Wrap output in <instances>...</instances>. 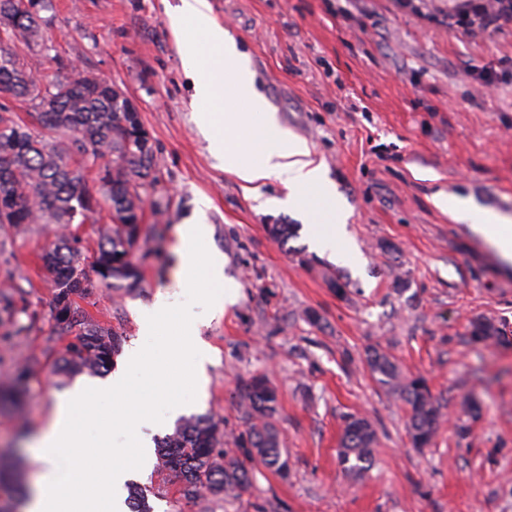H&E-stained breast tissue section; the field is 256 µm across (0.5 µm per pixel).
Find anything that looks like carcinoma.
I'll list each match as a JSON object with an SVG mask.
<instances>
[{"instance_id":"carcinoma-1","label":"carcinoma","mask_w":512,"mask_h":512,"mask_svg":"<svg viewBox=\"0 0 512 512\" xmlns=\"http://www.w3.org/2000/svg\"><path fill=\"white\" fill-rule=\"evenodd\" d=\"M29 2L30 8L23 9L20 0H0V92L25 102L30 117L26 122L0 107V224L22 232L28 224L67 227L77 218L83 223L103 211L110 214L112 223L100 231L93 256L85 255L79 236L70 232L42 255L56 287L51 315L61 330L76 336L53 364V372L97 374L110 367L121 338L89 316L78 315L74 297L92 287L88 265L105 286L139 284L142 273L134 252L144 243V207L147 190L157 180L156 156L140 145L137 127L127 116L125 93L101 90L104 80L90 73L41 83L30 76L19 52L3 47L6 41L30 49L43 45L41 13L51 0ZM265 230L284 245L296 227L268 224ZM469 335L480 343L497 338L499 330L479 317L471 321ZM366 366L381 388L407 406L413 447H429L443 413L426 380L406 375L398 360L380 347L368 350ZM239 397L249 419V454L268 467L285 469L274 423L276 388L266 376L253 375L242 382ZM223 438V429L212 418L182 420L158 445L159 471L179 480L187 498L204 491L214 496L248 492L249 472L237 457L220 453ZM376 443L370 420L353 413L343 418L339 461L347 478L359 479L369 471ZM127 504L130 512H151L147 490L133 484Z\"/></svg>"}]
</instances>
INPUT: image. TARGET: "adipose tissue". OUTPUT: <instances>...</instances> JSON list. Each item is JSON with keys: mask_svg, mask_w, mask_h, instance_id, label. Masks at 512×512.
Here are the masks:
<instances>
[{"mask_svg": "<svg viewBox=\"0 0 512 512\" xmlns=\"http://www.w3.org/2000/svg\"><path fill=\"white\" fill-rule=\"evenodd\" d=\"M168 20L182 49L183 72L191 81L195 122L213 156L254 199H261L260 189L267 182H278L283 189L278 205L304 215L315 249L356 261L323 160L283 124L258 85L248 53L215 21L208 0H181ZM225 66L231 70L227 81L220 77ZM438 203L456 223L470 225L503 258L512 260L511 217L480 212L469 199L454 195ZM107 391L117 405L113 423L128 425L131 438L132 451L117 467L100 445L84 441L78 428L80 407ZM154 421L150 405L132 393L125 373L104 384L77 382L58 397L40 434L37 445L44 467L25 512H122L125 482L151 467L152 449L143 429ZM70 454L91 458V466L63 474L47 462L49 456Z\"/></svg>", "mask_w": 512, "mask_h": 512, "instance_id": "adipose-tissue-1", "label": "adipose tissue"}]
</instances>
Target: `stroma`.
I'll return each instance as SVG.
<instances>
[{
    "label": "stroma",
    "mask_w": 512,
    "mask_h": 512,
    "mask_svg": "<svg viewBox=\"0 0 512 512\" xmlns=\"http://www.w3.org/2000/svg\"><path fill=\"white\" fill-rule=\"evenodd\" d=\"M179 3L53 0L52 46L27 53L36 77L91 72L127 92L157 158L147 199L168 206L145 215L151 253L140 285H96L79 311L124 348L138 343L140 309L165 291L185 300L174 231L205 209L209 245L241 291L225 313L193 308L211 352L195 412L220 422L225 450L243 457L249 421L239 382L263 373L278 392L286 472L245 459L248 492L188 500L153 470L142 481L153 490L152 512H512V262L434 200L454 194L512 216V17L467 26L449 17L448 0H210L283 123L324 161L360 255L353 266L313 251L298 212L258 208L211 156L167 24ZM487 69L496 78L490 92L477 84ZM269 224L298 225V235L279 245ZM54 239L51 224L22 234L0 225V283L16 306L0 309V386L32 367L22 403L0 409V451L26 466L22 484H0L2 506L17 487L35 486V436L56 395L75 384L51 369L74 339L50 317L55 288L41 256ZM309 311L319 325L306 322ZM480 316L501 338L470 342L469 323ZM375 345L425 378L442 407L445 422L424 450L411 445L402 401L364 363ZM112 410L101 395L79 425L86 436L111 428L119 466L128 434L113 426ZM354 412L377 431L359 481L344 476L338 458L343 418Z\"/></svg>",
    "instance_id": "stroma-1"
}]
</instances>
